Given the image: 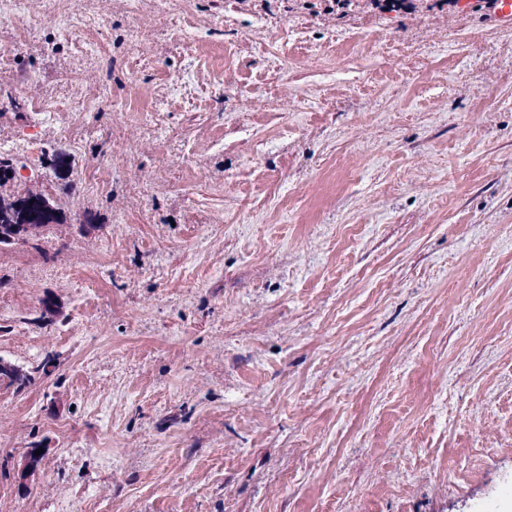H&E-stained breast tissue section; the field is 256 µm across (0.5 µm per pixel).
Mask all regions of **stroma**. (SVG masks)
<instances>
[{"label": "stroma", "mask_w": 512, "mask_h": 512, "mask_svg": "<svg viewBox=\"0 0 512 512\" xmlns=\"http://www.w3.org/2000/svg\"><path fill=\"white\" fill-rule=\"evenodd\" d=\"M95 8L0 19L65 216L0 247V512H512V26Z\"/></svg>", "instance_id": "35a3bbf8"}]
</instances>
